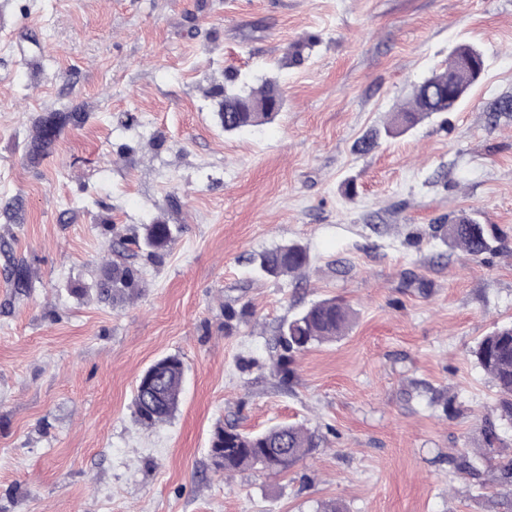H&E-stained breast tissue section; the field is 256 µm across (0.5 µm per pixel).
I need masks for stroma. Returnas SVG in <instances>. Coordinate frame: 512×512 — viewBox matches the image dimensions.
<instances>
[{"mask_svg": "<svg viewBox=\"0 0 512 512\" xmlns=\"http://www.w3.org/2000/svg\"><path fill=\"white\" fill-rule=\"evenodd\" d=\"M461 41L483 51L481 81L388 136ZM230 76L275 82L271 122L225 132ZM502 97L512 0H0V512H512L450 464L497 400L470 351L512 322ZM79 107L31 158L36 119ZM463 213L501 247L474 260L432 237ZM146 224L176 229L161 260L135 242ZM292 242L302 275L258 273L254 256ZM120 253L145 286L98 300ZM328 297L350 329L281 380L276 327ZM166 355L182 400L147 427L136 384ZM220 423L301 424L320 446L228 480L209 455Z\"/></svg>", "mask_w": 512, "mask_h": 512, "instance_id": "stroma-1", "label": "stroma"}]
</instances>
